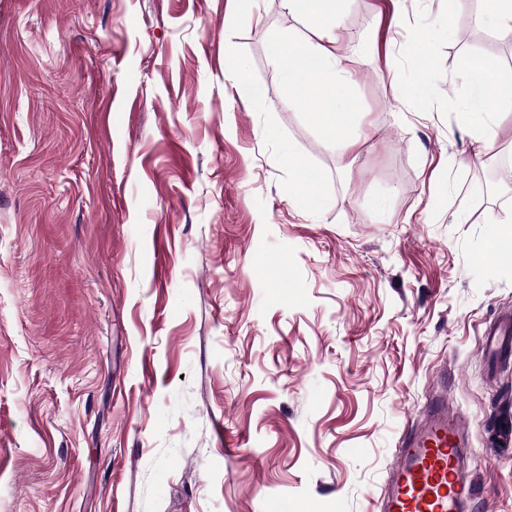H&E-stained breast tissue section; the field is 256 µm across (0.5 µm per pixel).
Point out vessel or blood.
Listing matches in <instances>:
<instances>
[{
  "mask_svg": "<svg viewBox=\"0 0 512 512\" xmlns=\"http://www.w3.org/2000/svg\"><path fill=\"white\" fill-rule=\"evenodd\" d=\"M483 347L489 363L512 357V311L485 327ZM467 457L466 433L448 407L447 393L434 390L402 437L379 512H472Z\"/></svg>",
  "mask_w": 512,
  "mask_h": 512,
  "instance_id": "b4317fda",
  "label": "vessel or blood"
}]
</instances>
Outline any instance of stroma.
I'll return each instance as SVG.
<instances>
[{"mask_svg":"<svg viewBox=\"0 0 512 512\" xmlns=\"http://www.w3.org/2000/svg\"><path fill=\"white\" fill-rule=\"evenodd\" d=\"M479 7L348 0L352 144L283 88L274 37L313 33L281 0H0V512H378L443 367L474 512H512L481 336L512 113L480 162L455 109L461 56L512 67ZM416 33L431 92L401 99ZM288 163L301 175L300 180L294 186L293 195L290 197L292 202L307 211H316L322 208L323 198L316 191L315 179L306 172V167L292 157H289Z\"/></svg>","mask_w":512,"mask_h":512,"instance_id":"stroma-1","label":"stroma"}]
</instances>
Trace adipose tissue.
Instances as JSON below:
<instances>
[{
    "label": "adipose tissue",
    "mask_w": 512,
    "mask_h": 512,
    "mask_svg": "<svg viewBox=\"0 0 512 512\" xmlns=\"http://www.w3.org/2000/svg\"><path fill=\"white\" fill-rule=\"evenodd\" d=\"M344 0H283L290 13L303 16L319 34L316 43L301 42L293 30L280 31L271 61L284 75L289 98L320 97L324 105L315 119L330 136H344L358 125L359 114L350 98V59L341 49L342 36L336 7ZM466 79V95L460 105L463 121L474 132L478 151L495 138L500 112L512 109V73L496 61L466 55L459 61Z\"/></svg>",
    "instance_id": "1"
}]
</instances>
